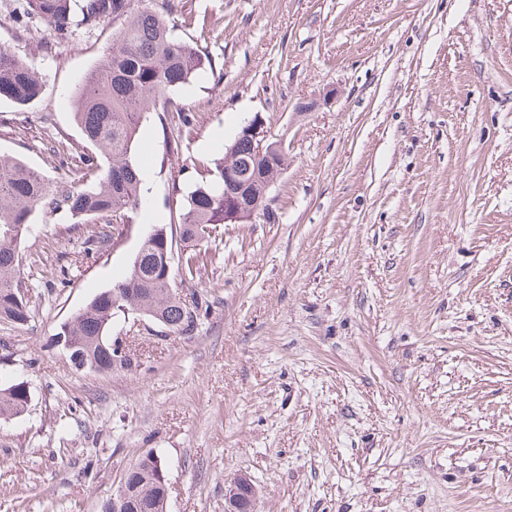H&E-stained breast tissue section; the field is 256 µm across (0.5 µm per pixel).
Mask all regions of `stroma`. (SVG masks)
<instances>
[{
  "label": "stroma",
  "instance_id": "1",
  "mask_svg": "<svg viewBox=\"0 0 512 512\" xmlns=\"http://www.w3.org/2000/svg\"><path fill=\"white\" fill-rule=\"evenodd\" d=\"M177 39L213 65L173 98L196 126L169 151L143 120L148 191L113 249L36 210L20 244L32 318L0 376L32 401L0 420V512H99L124 468L164 462L167 512H512V0H186ZM0 47L45 82L0 100V156L58 181L85 141L73 98L111 45L24 27ZM261 115L288 162L268 217L196 246L179 284L209 310L191 335L116 317L131 370H76L59 326L125 276L197 158ZM255 497L256 490L251 480L239 477L225 492L224 512H251Z\"/></svg>",
  "mask_w": 512,
  "mask_h": 512
}]
</instances>
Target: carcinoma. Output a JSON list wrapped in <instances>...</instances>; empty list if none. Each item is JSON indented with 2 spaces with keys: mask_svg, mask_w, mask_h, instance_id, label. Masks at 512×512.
<instances>
[{
  "mask_svg": "<svg viewBox=\"0 0 512 512\" xmlns=\"http://www.w3.org/2000/svg\"><path fill=\"white\" fill-rule=\"evenodd\" d=\"M141 8L132 0H22L23 17L50 23L61 39L74 28H92L101 19L121 16L120 31L112 47L95 70L84 77L75 96L73 118L90 150L74 156L76 170L97 177L92 189L75 181L52 184L45 177L31 178L32 170L21 162L0 159V326L19 328L31 318L25 300L26 284L17 277L19 244L27 231L31 214L38 208L64 210L74 219L94 216H125L137 209L144 196V179L132 161L139 123L155 114L162 132L177 131L169 140L170 150L179 151L184 138L194 130L195 116L179 108L170 93L187 84L211 65L194 46L172 36L174 22L183 16V0H146ZM44 81L21 58L0 47V99L25 106L38 99ZM230 158L243 168L256 169L267 163L255 156L251 140L236 136ZM200 181L178 204L177 224L166 229L168 239L179 238L183 254L177 270L184 282L199 271V255L191 250L203 240H215L213 230L224 221V160L196 166ZM264 187L253 182H236L229 188L235 203L252 205L262 199ZM122 234L121 225L104 224L87 231L82 245L85 255L103 254ZM160 243L145 234L126 277L95 295L86 306L60 326L56 336L70 338L73 351L69 361L78 370L112 372L114 355L108 330L112 306L135 305L146 317L172 333L189 335L201 320L203 301L194 299L193 313L176 295L174 274L162 278ZM28 407L23 383L0 381V418L23 414ZM158 462L146 456L135 462L127 484L136 488L140 512H162Z\"/></svg>",
  "mask_w": 512,
  "mask_h": 512,
  "instance_id": "cac0c4a2",
  "label": "carcinoma"
}]
</instances>
